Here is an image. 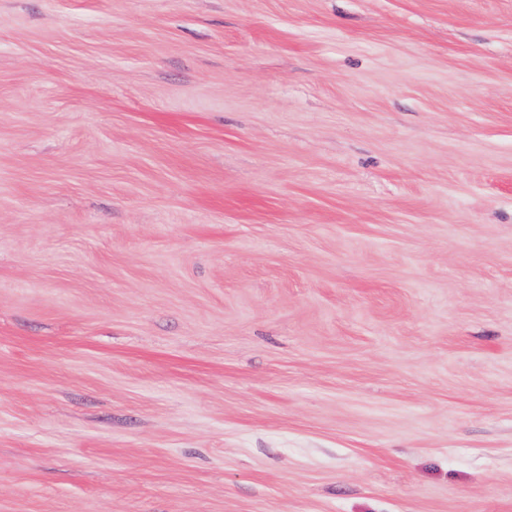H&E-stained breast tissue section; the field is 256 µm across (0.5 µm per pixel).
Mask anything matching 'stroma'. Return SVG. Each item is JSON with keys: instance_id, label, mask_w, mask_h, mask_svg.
<instances>
[{"instance_id": "obj_1", "label": "stroma", "mask_w": 512, "mask_h": 512, "mask_svg": "<svg viewBox=\"0 0 512 512\" xmlns=\"http://www.w3.org/2000/svg\"><path fill=\"white\" fill-rule=\"evenodd\" d=\"M0 512H512V0H0Z\"/></svg>"}]
</instances>
